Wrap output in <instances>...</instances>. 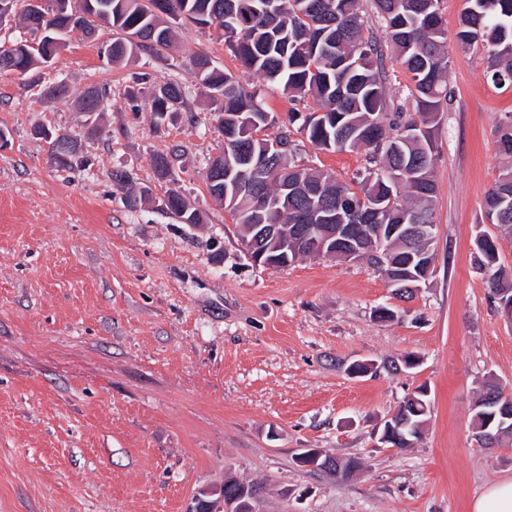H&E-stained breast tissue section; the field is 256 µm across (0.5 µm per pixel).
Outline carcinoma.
<instances>
[{
  "mask_svg": "<svg viewBox=\"0 0 512 512\" xmlns=\"http://www.w3.org/2000/svg\"><path fill=\"white\" fill-rule=\"evenodd\" d=\"M10 4L0 20L21 16L30 37L0 46V58L13 54L14 67L26 76L51 63L70 33L66 13L77 6L86 15L84 35L93 38L100 27L115 31L112 41L101 43L99 55L106 65L121 63L137 53L154 56L168 68L182 63L163 55L172 46L178 21L196 24L218 22L219 37L239 65L280 86L292 101L304 104L308 114L297 129L313 148L325 152H366L367 167L346 182L333 174L298 165V144L288 132L272 138L254 133L275 123L260 90L246 87L229 70H221L206 56L190 60L199 87L213 106L224 133V157L242 155L269 161V170L255 193L238 195L207 183L212 198L237 218L242 240L257 251L263 242L253 232L255 224L288 226L294 215L309 209L311 200L322 201L351 224L368 225L363 248L366 263L392 278L390 264L415 256L406 272L416 276L418 255L435 254V236L409 237L392 233L397 224L434 223L436 193L434 159L437 146L432 127L442 104L450 101L448 27L440 0H373L374 16L359 10L358 0H0ZM459 48H480L487 56L496 84L512 83V0H466L454 34ZM406 75L407 90L418 119L404 116L403 108L389 96L386 61ZM151 99L157 120L185 111L191 90L171 78L150 82L142 74L128 90L134 103L141 94ZM109 87L91 85L81 97V109L101 112ZM78 140L61 134L51 142L56 167L69 171L83 166ZM178 148L154 156L161 181H174ZM112 182L126 191V203L136 207L153 203L181 224L204 223L203 212L176 190L154 196L149 187H136L123 170L111 174ZM290 182L301 185L296 195L283 190ZM482 223L512 232V164L503 168L485 197ZM475 268L486 276L497 300L512 297V274L499 262L492 247H475ZM491 395H505L494 378L485 381L483 393L472 408L474 434L493 418ZM408 426L403 432L419 438L430 413L427 392L419 387L406 400Z\"/></svg>",
  "mask_w": 512,
  "mask_h": 512,
  "instance_id": "carcinoma-1",
  "label": "carcinoma"
}]
</instances>
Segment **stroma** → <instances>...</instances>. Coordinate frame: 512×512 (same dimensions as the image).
Listing matches in <instances>:
<instances>
[{"label": "stroma", "mask_w": 512, "mask_h": 512, "mask_svg": "<svg viewBox=\"0 0 512 512\" xmlns=\"http://www.w3.org/2000/svg\"><path fill=\"white\" fill-rule=\"evenodd\" d=\"M176 57L238 63L214 29H177ZM97 38L68 34L38 82L0 72V512H191L225 476L263 486L260 512H470L487 485L512 478V446L478 447L471 408L484 381L512 385V321L472 262L483 202L507 160L495 131L512 114V86L490 79L486 54L448 45L452 100L434 129L436 264L412 301L394 299L363 264L305 258L254 262L239 225L207 188L224 138L187 65L173 72L137 55L109 68ZM191 87L190 109L156 125L147 97L130 107L133 73ZM275 123L296 105L254 73ZM65 83L50 102L45 87ZM93 83L111 96L91 164L61 171L48 140L82 137L78 99ZM182 147L174 184L152 158ZM303 164L351 180L364 153L305 147ZM183 193L205 214L190 226L130 208L112 170ZM396 319L377 318L379 307ZM413 354L415 369L384 371ZM381 369L353 378L351 361ZM431 414L408 448L380 443L383 423L419 386ZM305 448L357 458L348 479L297 465Z\"/></svg>", "instance_id": "1"}]
</instances>
